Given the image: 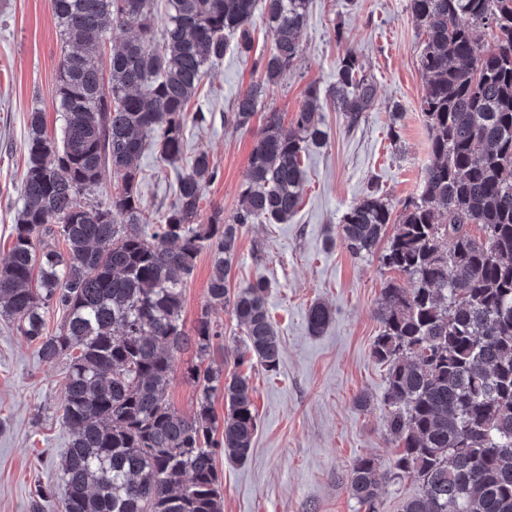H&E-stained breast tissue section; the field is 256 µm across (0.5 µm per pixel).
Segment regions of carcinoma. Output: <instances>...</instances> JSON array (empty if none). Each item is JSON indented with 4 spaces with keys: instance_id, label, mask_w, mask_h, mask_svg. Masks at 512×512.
Instances as JSON below:
<instances>
[{
    "instance_id": "1",
    "label": "carcinoma",
    "mask_w": 512,
    "mask_h": 512,
    "mask_svg": "<svg viewBox=\"0 0 512 512\" xmlns=\"http://www.w3.org/2000/svg\"><path fill=\"white\" fill-rule=\"evenodd\" d=\"M265 2L270 86L296 66L308 0ZM255 3L165 0L157 41L154 0H52L68 43L56 85L61 136L47 135L41 110L29 113L22 205L0 262V316L17 322L44 362L69 360L61 405L69 443L55 480L32 492L30 512H41L58 487L64 512H224L217 450L243 462L253 447V389L248 378L224 381L213 368L220 331L208 314L194 335L186 332V279L208 250L206 307L231 308L245 336L239 357L276 371L281 345L268 284L229 285L238 239L250 224L293 217L305 186L302 156L326 144L327 108L354 128L376 104L374 82L346 54L330 91L308 86L292 126L268 113L239 209L228 221L215 212L202 222L203 192L217 167L204 150L185 158L188 125L207 122L187 107L229 41L242 56L251 51ZM410 7L426 34L421 110L435 162L391 237V209L375 186L343 214L338 234L354 257L377 254L403 278L383 290L372 345L389 364L394 470L420 482L403 512H512V0H410ZM115 28L133 36L107 57ZM479 28L490 29L491 42L480 41ZM260 92L255 85L240 92L224 122L249 124ZM147 150L177 173L176 199L158 224L142 211L139 160ZM108 166L114 191L93 201ZM54 309L64 320L49 334L45 317ZM331 318L316 303L308 328L319 334ZM188 348L199 360L196 408L180 416L167 389L174 354ZM219 390L228 411L218 438ZM389 476L361 458L349 495L365 512H380Z\"/></svg>"
}]
</instances>
